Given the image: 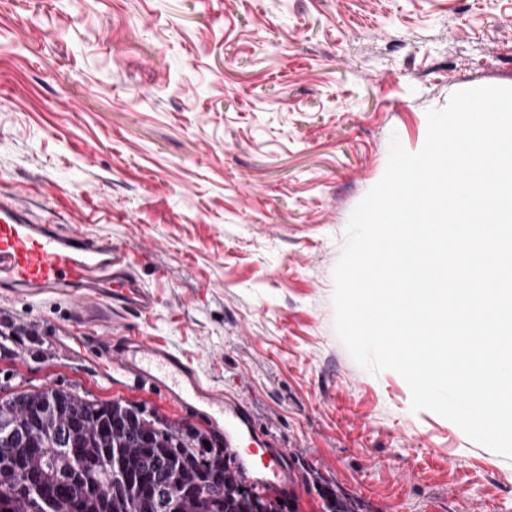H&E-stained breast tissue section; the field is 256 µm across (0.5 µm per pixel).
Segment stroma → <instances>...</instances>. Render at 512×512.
Segmentation results:
<instances>
[{"label":"stroma","mask_w":512,"mask_h":512,"mask_svg":"<svg viewBox=\"0 0 512 512\" xmlns=\"http://www.w3.org/2000/svg\"><path fill=\"white\" fill-rule=\"evenodd\" d=\"M512 87V0H0V189L127 248L156 297L113 336L167 347L285 450L295 512H512V459L412 411L334 327L350 215L459 90ZM66 303L0 296V387L102 386L49 340Z\"/></svg>","instance_id":"obj_1"}]
</instances>
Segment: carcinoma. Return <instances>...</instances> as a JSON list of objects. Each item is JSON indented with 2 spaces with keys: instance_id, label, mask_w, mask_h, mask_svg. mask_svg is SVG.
Masks as SVG:
<instances>
[{
  "instance_id": "cac0c4a2",
  "label": "carcinoma",
  "mask_w": 512,
  "mask_h": 512,
  "mask_svg": "<svg viewBox=\"0 0 512 512\" xmlns=\"http://www.w3.org/2000/svg\"><path fill=\"white\" fill-rule=\"evenodd\" d=\"M224 443L77 389L0 387V512H288L221 481ZM176 481L161 498L137 487Z\"/></svg>"
}]
</instances>
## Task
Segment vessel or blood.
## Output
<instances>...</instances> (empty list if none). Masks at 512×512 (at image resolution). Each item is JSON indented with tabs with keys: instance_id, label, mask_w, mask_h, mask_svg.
I'll return each mask as SVG.
<instances>
[{
	"instance_id": "b4317fda",
	"label": "vessel or blood",
	"mask_w": 512,
	"mask_h": 512,
	"mask_svg": "<svg viewBox=\"0 0 512 512\" xmlns=\"http://www.w3.org/2000/svg\"><path fill=\"white\" fill-rule=\"evenodd\" d=\"M0 294L65 302L70 318L52 334L70 354L97 365L101 384L157 392L196 411L223 432L233 452L259 443L267 461L259 471L243 465L242 477L270 490L291 484L280 454L272 452L270 438H259L244 401L213 388L165 347L141 337L113 341L118 313L131 309L146 316L156 304L130 275L126 249L33 220L19 192L1 190Z\"/></svg>"
}]
</instances>
